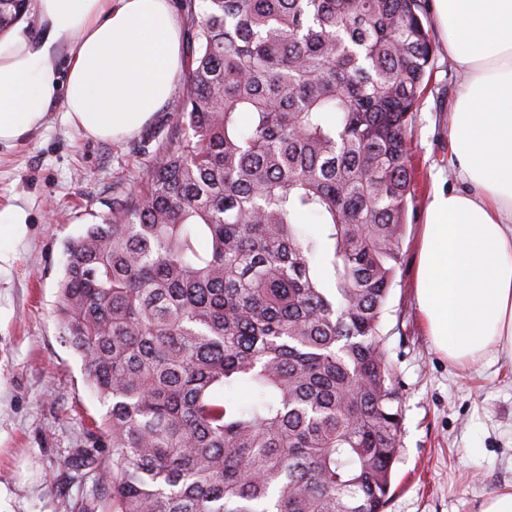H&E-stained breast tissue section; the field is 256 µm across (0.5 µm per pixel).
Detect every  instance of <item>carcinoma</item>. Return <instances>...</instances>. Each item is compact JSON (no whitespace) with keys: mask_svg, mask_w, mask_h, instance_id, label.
<instances>
[{"mask_svg":"<svg viewBox=\"0 0 512 512\" xmlns=\"http://www.w3.org/2000/svg\"><path fill=\"white\" fill-rule=\"evenodd\" d=\"M182 2L170 136L65 245L57 322L112 448L78 464L112 512H385L402 423L380 324L434 55L425 0ZM30 6L0 0V36ZM243 383L250 407L217 396Z\"/></svg>","mask_w":512,"mask_h":512,"instance_id":"1","label":"carcinoma"}]
</instances>
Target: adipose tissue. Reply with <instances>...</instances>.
I'll return each mask as SVG.
<instances>
[{"mask_svg":"<svg viewBox=\"0 0 512 512\" xmlns=\"http://www.w3.org/2000/svg\"><path fill=\"white\" fill-rule=\"evenodd\" d=\"M43 28L0 41V144L38 130L56 103L95 140L129 136L170 99L182 66L168 0H36ZM463 74L449 165L434 178L417 298L449 359L512 350V0H434Z\"/></svg>","mask_w":512,"mask_h":512,"instance_id":"obj_1","label":"adipose tissue"}]
</instances>
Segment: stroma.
Returning <instances> with one entry per match:
<instances>
[{
	"instance_id": "obj_1",
	"label": "stroma",
	"mask_w": 512,
	"mask_h": 512,
	"mask_svg": "<svg viewBox=\"0 0 512 512\" xmlns=\"http://www.w3.org/2000/svg\"><path fill=\"white\" fill-rule=\"evenodd\" d=\"M424 24L434 56L408 125L414 202L380 329L402 412L386 512H479L489 495L512 486V356L453 362L419 310L418 242L434 176L449 168L448 112L460 84L433 18ZM184 92L180 75L168 103L121 141L84 137L58 103L42 129L0 145V210L26 213L22 234L0 232V512L112 510L110 488L75 462L81 450L101 459L112 450L93 432L108 407L55 320L64 245L133 188Z\"/></svg>"
}]
</instances>
